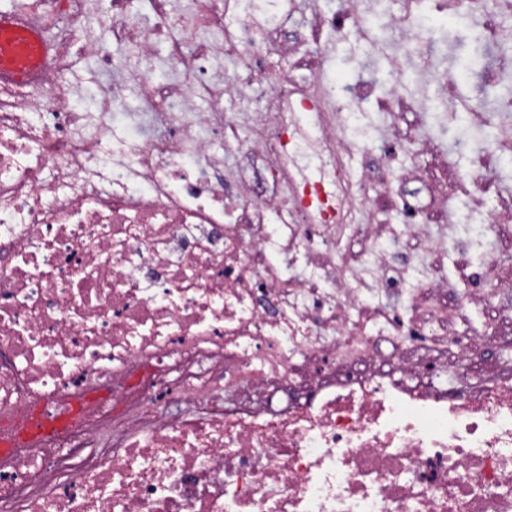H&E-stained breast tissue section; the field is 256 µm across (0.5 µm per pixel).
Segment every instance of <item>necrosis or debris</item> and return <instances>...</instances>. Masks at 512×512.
Listing matches in <instances>:
<instances>
[{"label":"necrosis or debris","mask_w":512,"mask_h":512,"mask_svg":"<svg viewBox=\"0 0 512 512\" xmlns=\"http://www.w3.org/2000/svg\"><path fill=\"white\" fill-rule=\"evenodd\" d=\"M132 2L95 20L88 0L15 10L47 51L36 96L0 78V512H512V375L441 389L350 370L379 360L378 337L427 332L387 275L422 229L379 247L351 165L388 141L343 117L380 88L384 115L428 111L400 90L432 9L479 21L484 0H403L393 42L376 0H253L233 22L223 0H147L145 21ZM349 30L388 64L324 80L325 35ZM86 55L104 78L81 112L64 76ZM289 102L316 112L314 146ZM241 152L249 175L225 180ZM300 154L322 179L291 177ZM31 414L51 429L17 438Z\"/></svg>","instance_id":"1"}]
</instances>
